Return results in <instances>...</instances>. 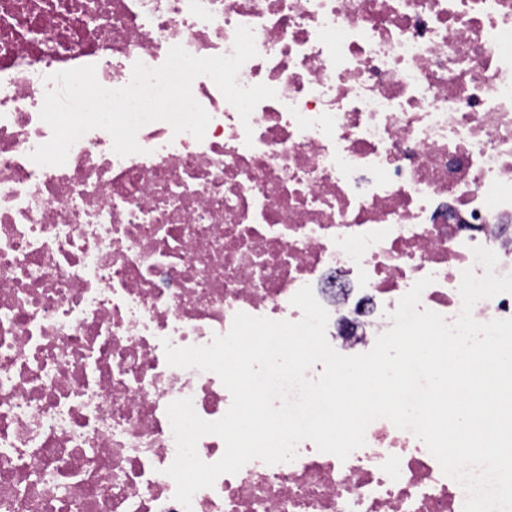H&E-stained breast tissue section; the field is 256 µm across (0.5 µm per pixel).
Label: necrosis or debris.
I'll return each mask as SVG.
<instances>
[{
    "mask_svg": "<svg viewBox=\"0 0 512 512\" xmlns=\"http://www.w3.org/2000/svg\"><path fill=\"white\" fill-rule=\"evenodd\" d=\"M241 25L239 83L277 92L249 124L201 76L203 140L155 121L138 154L94 129L64 165L31 160L47 76L92 65L116 89L175 45L231 54ZM476 246L512 274V0H0V512H463L388 421L347 460L305 440L183 507L167 407L215 421L232 396L163 343L300 320L308 285L329 343L363 354L423 277L422 308L453 322Z\"/></svg>",
    "mask_w": 512,
    "mask_h": 512,
    "instance_id": "1",
    "label": "necrosis or debris"
}]
</instances>
